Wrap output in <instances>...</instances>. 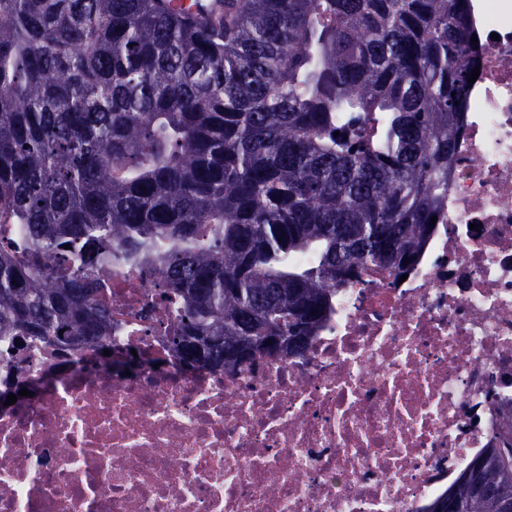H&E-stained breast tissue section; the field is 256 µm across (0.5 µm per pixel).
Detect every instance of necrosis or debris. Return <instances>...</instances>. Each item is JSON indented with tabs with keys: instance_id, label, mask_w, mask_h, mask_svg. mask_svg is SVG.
<instances>
[{
	"instance_id": "4bbe7bcc",
	"label": "necrosis or debris",
	"mask_w": 512,
	"mask_h": 512,
	"mask_svg": "<svg viewBox=\"0 0 512 512\" xmlns=\"http://www.w3.org/2000/svg\"><path fill=\"white\" fill-rule=\"evenodd\" d=\"M479 15L417 269L344 290L305 356L227 372L184 370L160 277L114 271L105 345L0 339V390L38 387L0 408V512H424L512 439V0ZM133 350L138 374L101 368Z\"/></svg>"
}]
</instances>
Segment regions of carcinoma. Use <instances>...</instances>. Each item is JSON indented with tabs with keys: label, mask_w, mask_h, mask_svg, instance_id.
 <instances>
[{
	"label": "carcinoma",
	"mask_w": 512,
	"mask_h": 512,
	"mask_svg": "<svg viewBox=\"0 0 512 512\" xmlns=\"http://www.w3.org/2000/svg\"><path fill=\"white\" fill-rule=\"evenodd\" d=\"M0 0V336L103 340L114 269L160 272L215 370L414 267L479 66L474 0ZM339 136H334V133ZM437 217V224L431 218ZM58 245L66 254L50 264ZM512 446L425 512H504Z\"/></svg>",
	"instance_id": "cac0c4a2"
}]
</instances>
